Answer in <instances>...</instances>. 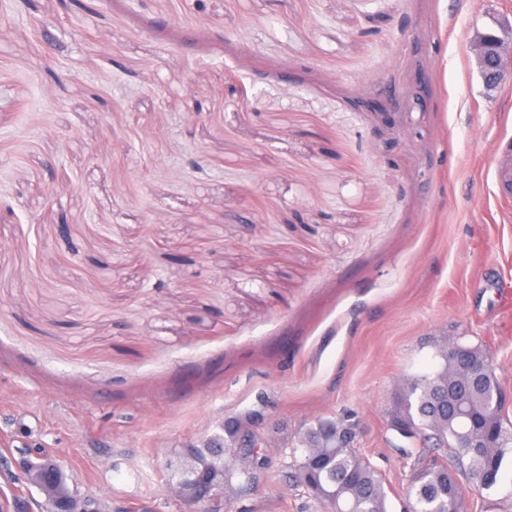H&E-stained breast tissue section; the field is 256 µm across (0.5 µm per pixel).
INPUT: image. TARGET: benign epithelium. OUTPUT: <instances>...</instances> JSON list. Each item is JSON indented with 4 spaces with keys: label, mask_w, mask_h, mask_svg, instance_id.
<instances>
[{
    "label": "benign epithelium",
    "mask_w": 512,
    "mask_h": 512,
    "mask_svg": "<svg viewBox=\"0 0 512 512\" xmlns=\"http://www.w3.org/2000/svg\"><path fill=\"white\" fill-rule=\"evenodd\" d=\"M471 49L476 57L480 75L489 86L499 84L506 70L512 71V45L505 46L502 37L491 33H476ZM263 418L250 414L233 423L231 430L235 440L233 455L249 474L251 485L259 484L264 475L272 445L262 432ZM59 468L56 464L24 463V477L30 486L51 507L62 506L63 512H125L112 509L106 498L82 494L77 490H64L56 480ZM169 499L199 505L195 512H224V479L211 475L202 482L179 486Z\"/></svg>",
    "instance_id": "1"
}]
</instances>
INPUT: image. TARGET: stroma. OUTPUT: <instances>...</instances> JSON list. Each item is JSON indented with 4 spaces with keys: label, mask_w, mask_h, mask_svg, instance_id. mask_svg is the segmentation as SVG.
<instances>
[{
    "label": "stroma",
    "mask_w": 512,
    "mask_h": 512,
    "mask_svg": "<svg viewBox=\"0 0 512 512\" xmlns=\"http://www.w3.org/2000/svg\"><path fill=\"white\" fill-rule=\"evenodd\" d=\"M512 0H25L0 16V506L36 453L113 507L191 512L181 449L263 408L280 445L228 512H317L295 434L390 427L446 339L512 390V78L469 43ZM391 100L394 125L355 105ZM461 512H512V459ZM494 185L501 197H512V146H507L499 157L494 171Z\"/></svg>",
    "instance_id": "stroma-1"
}]
</instances>
